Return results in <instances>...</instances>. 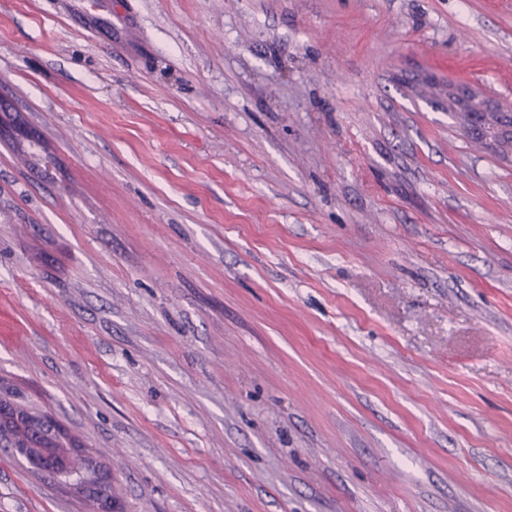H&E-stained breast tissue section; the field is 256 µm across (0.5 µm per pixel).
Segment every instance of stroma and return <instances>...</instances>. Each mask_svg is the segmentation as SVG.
I'll use <instances>...</instances> for the list:
<instances>
[{
    "label": "stroma",
    "instance_id": "stroma-1",
    "mask_svg": "<svg viewBox=\"0 0 512 512\" xmlns=\"http://www.w3.org/2000/svg\"><path fill=\"white\" fill-rule=\"evenodd\" d=\"M512 0H0V391L112 512H512ZM0 512H87L0 448ZM80 470L83 471V475H82V478L79 477V481L77 482V487L80 490H82L83 493H85L86 500L90 503V506L92 507V509H94L95 506H99L101 503L99 502V500L96 497H94L91 494L90 488L97 484H104L107 489V498H108L109 496H111V494H110L111 486L109 483L105 482L102 479V477L96 471L95 467L92 465V463L89 461L88 458L80 459V465L78 468H75L74 466L71 467L70 475H72L73 472L78 474L81 472ZM55 474L67 475L68 477L70 476V475H68L69 473L65 472L64 470L56 471Z\"/></svg>",
    "mask_w": 512,
    "mask_h": 512
}]
</instances>
